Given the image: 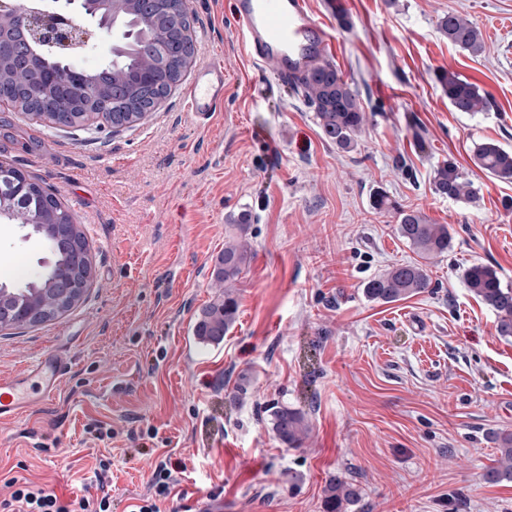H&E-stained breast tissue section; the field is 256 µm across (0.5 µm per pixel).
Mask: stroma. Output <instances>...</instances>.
Here are the masks:
<instances>
[{"label": "stroma", "mask_w": 512, "mask_h": 512, "mask_svg": "<svg viewBox=\"0 0 512 512\" xmlns=\"http://www.w3.org/2000/svg\"><path fill=\"white\" fill-rule=\"evenodd\" d=\"M230 0H187L197 59L139 125L48 126L0 106V161L59 192L91 247L85 299L45 324L0 332V378L68 343L74 364L54 396L0 423V495L17 463L66 497L112 495V512L149 492L154 465L182 461L165 512H324L333 476L357 484L351 512H512V483L486 482L512 433V338L466 288L474 263L512 286V184L469 157L490 138L512 149V0H307L336 35L331 61L367 105L353 151L328 143L301 93L240 44ZM482 29L479 56L449 44L440 16ZM226 65L224 105L185 110L198 60ZM489 93L491 111H453L436 75ZM261 86L262 103L251 97ZM454 161L479 190L435 195ZM447 225V253L424 260L429 288L369 300L364 283L419 260L376 192ZM252 212V260L239 313L217 346L193 325L214 296L227 224ZM47 251L0 223V281L40 280ZM304 412L303 448L280 443L265 408ZM112 426V442L86 427ZM154 439H145L147 430ZM112 460L100 485L97 460Z\"/></svg>", "instance_id": "35a3bbf8"}]
</instances>
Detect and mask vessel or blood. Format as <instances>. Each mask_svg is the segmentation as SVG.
<instances>
[{"mask_svg":"<svg viewBox=\"0 0 512 512\" xmlns=\"http://www.w3.org/2000/svg\"><path fill=\"white\" fill-rule=\"evenodd\" d=\"M232 16L250 57L272 63L277 76H299L334 52L333 34L315 21L306 0H232ZM187 96V110L202 122L224 104L223 58L205 56ZM69 354L44 350L23 374L0 379V418L9 419L51 398L71 366Z\"/></svg>","mask_w":512,"mask_h":512,"instance_id":"b4317fda","label":"vessel or blood"}]
</instances>
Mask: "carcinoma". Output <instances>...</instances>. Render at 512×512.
<instances>
[{
  "instance_id": "obj_1",
  "label": "carcinoma",
  "mask_w": 512,
  "mask_h": 512,
  "mask_svg": "<svg viewBox=\"0 0 512 512\" xmlns=\"http://www.w3.org/2000/svg\"><path fill=\"white\" fill-rule=\"evenodd\" d=\"M174 22L167 17L143 16L136 31L145 39L142 49H132L123 55H114L99 69L83 72L82 91L93 92L101 85L112 84V104L97 100H84V106L69 113L66 125L80 129L88 121L90 112H108L114 128H130L141 119L142 113L129 112L124 102L141 94L144 82L141 74L147 63H152L155 78L152 84L157 92L169 94V83L175 81L178 59L171 57L170 45ZM439 31L448 43L473 56L482 54L484 38L477 23L457 13H450L438 20ZM437 80L448 104L456 112H488L492 103L479 86L467 77L450 69L442 71ZM314 107L316 119L323 136L337 149L350 152L368 122L367 111L359 90L344 78L338 68L326 61L309 70L304 76L290 81ZM471 160L489 176L505 183H512V150L494 140L480 139L472 142ZM31 196L36 202L28 205L14 201L4 193L12 212L3 219L14 223L16 217H37L50 207L67 222L70 235L79 238L80 246L87 239L81 225L75 221L69 206L57 193L37 182L30 183ZM433 191L436 195L454 201L473 203L478 199L474 184L460 171L458 165L448 160L434 170ZM372 205L376 210L396 211L397 232L417 254L428 259L448 251L449 231L446 224H434L417 209H406L392 201L383 192L374 195ZM231 233L214 260L211 273L212 287L216 288L212 301L201 311L193 326V336L203 345H218L233 326L239 310L238 288L243 274L249 268L252 250L249 242L251 215L244 210L231 218ZM76 251H59L53 257L57 275L70 276L78 268ZM466 288L496 316L497 335L512 337V287L502 283L498 271L486 264L474 263L463 271ZM430 285L424 265L418 262L393 265L364 284V294L371 300L392 303L417 295ZM5 298L10 303L8 312L0 317V330L23 329L33 325V318L40 323L53 321L73 309L63 305L56 292L42 287L33 292L29 286L21 288L5 285ZM272 430L277 439L289 448L298 449L309 431L305 414L300 410L274 402L269 405ZM493 484L512 482V433L499 436L497 458L485 473ZM359 497L356 486L341 477L332 478L325 489L326 512H347L348 506Z\"/></svg>"
}]
</instances>
